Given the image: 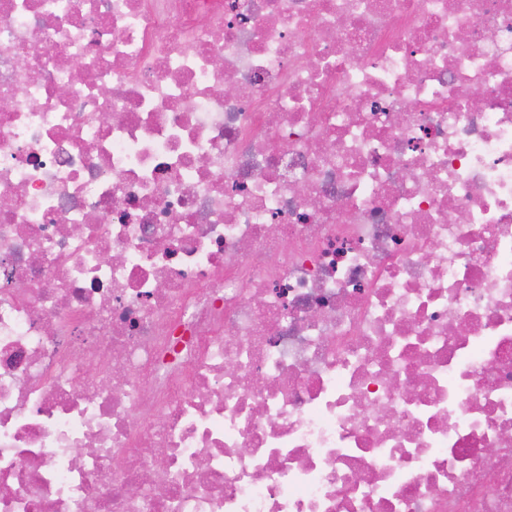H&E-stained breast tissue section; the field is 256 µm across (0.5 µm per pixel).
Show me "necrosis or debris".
Masks as SVG:
<instances>
[{"instance_id": "necrosis-or-debris-1", "label": "necrosis or debris", "mask_w": 512, "mask_h": 512, "mask_svg": "<svg viewBox=\"0 0 512 512\" xmlns=\"http://www.w3.org/2000/svg\"><path fill=\"white\" fill-rule=\"evenodd\" d=\"M1 101L0 512H512V0H0Z\"/></svg>"}]
</instances>
